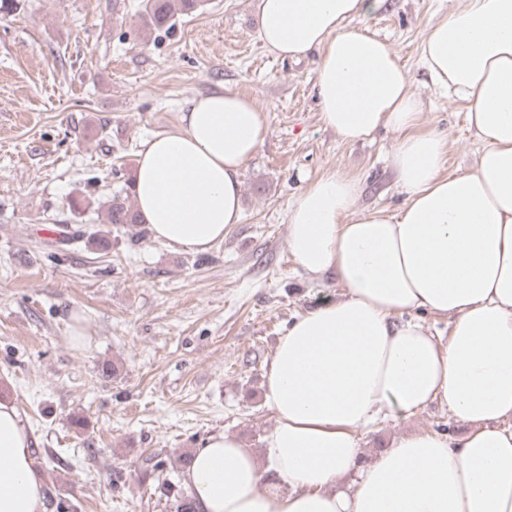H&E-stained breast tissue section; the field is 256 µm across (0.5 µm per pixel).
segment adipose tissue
Here are the masks:
<instances>
[{
  "instance_id": "obj_1",
  "label": "adipose tissue",
  "mask_w": 512,
  "mask_h": 512,
  "mask_svg": "<svg viewBox=\"0 0 512 512\" xmlns=\"http://www.w3.org/2000/svg\"><path fill=\"white\" fill-rule=\"evenodd\" d=\"M385 2H255L271 53L317 55L327 128L348 142L397 133L389 166L402 202L353 215L358 183L334 173L293 199L297 270L335 275L344 294L280 336L261 451L218 430L193 452L184 483L198 512H512V0H454L426 28L422 66L467 102L481 146L473 169L448 175V141L419 130L423 103L395 53L352 26ZM264 136L249 97L224 88L187 100L173 130L143 141L131 176L150 237L193 253L223 241L242 221L240 171ZM419 312L448 317V338ZM436 400L472 431L405 434L364 460L359 431ZM33 444L23 413L0 399V512H46Z\"/></svg>"
}]
</instances>
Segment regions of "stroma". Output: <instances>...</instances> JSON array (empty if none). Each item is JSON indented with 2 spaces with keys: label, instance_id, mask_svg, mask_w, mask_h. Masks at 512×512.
I'll return each mask as SVG.
<instances>
[{
  "label": "stroma",
  "instance_id": "35a3bbf8",
  "mask_svg": "<svg viewBox=\"0 0 512 512\" xmlns=\"http://www.w3.org/2000/svg\"><path fill=\"white\" fill-rule=\"evenodd\" d=\"M145 0H18L0 13V397L26 415L47 512H172L184 457L216 430L260 450L274 417L264 373L280 336L335 277L296 271L292 199L321 176L354 178L355 213L396 209L387 166L397 135L364 143L326 128L317 58L283 60L255 27L253 0H200L170 27L145 26ZM451 0H386L354 28L378 36L422 99L420 126L448 137L445 173L476 163L465 102L420 66L428 22ZM228 88L267 119L241 170L243 221L203 254L106 221L141 141L174 129L193 96ZM82 340H74L73 327ZM470 424L435 401L359 433L364 458L401 434L458 439Z\"/></svg>",
  "mask_w": 512,
  "mask_h": 512
}]
</instances>
